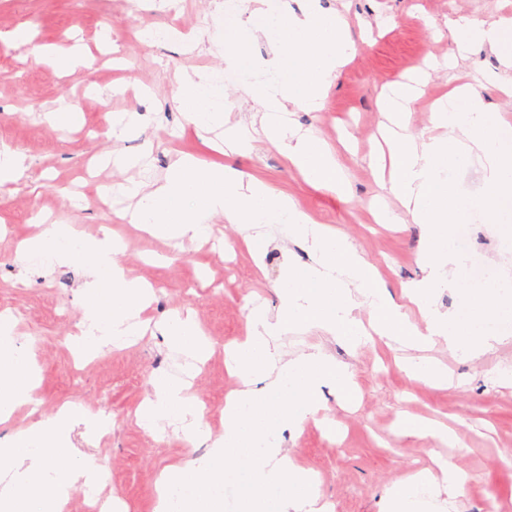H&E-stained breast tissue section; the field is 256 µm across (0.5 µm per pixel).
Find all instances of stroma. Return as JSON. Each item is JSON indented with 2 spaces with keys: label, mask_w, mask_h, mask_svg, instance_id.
<instances>
[{
  "label": "stroma",
  "mask_w": 512,
  "mask_h": 512,
  "mask_svg": "<svg viewBox=\"0 0 512 512\" xmlns=\"http://www.w3.org/2000/svg\"><path fill=\"white\" fill-rule=\"evenodd\" d=\"M319 6L346 18L358 50L335 79L321 110L295 112L291 119L337 146L338 164L351 189L347 201L304 182L284 151L266 140L261 115L251 102L240 101L229 115L230 125L249 132L250 150L218 149L223 131L202 130L188 122L175 98L178 80L185 73L219 67L225 88L234 92L245 77L237 68L223 66L210 43L188 48L178 41L148 43L141 37L143 30L159 26L202 33L211 28L218 9L226 24L242 26L249 15L241 0H164L160 5L149 0H0V33L24 27L33 34L31 45L0 50V147L20 152L27 167L20 181L0 186V309L24 314L16 327L20 348H27L33 335L45 344L49 362L42 367L35 402L50 409L95 396L111 408L112 436L95 444L108 473L99 494L120 499L127 512H153L157 472L192 454L172 427H165L158 441L134 420L149 392L152 366L163 356L177 365L183 362L161 334L168 316L194 309L213 340L215 351L207 369L196 376L194 390L198 398L219 402L237 386L224 368L225 342L244 335L254 305L264 304L270 314H277L276 290L285 269L315 263L317 254L309 243L290 239L273 225L262 262H255L249 251L235 253L237 273L225 277L209 244L187 238L164 243L119 219L120 211L133 209L134 199L117 190L105 205L91 196H76L73 183L95 159L109 151L140 159V166L121 172L96 169L102 184L115 187L135 181L152 188L185 154L237 169L290 197L315 223L346 235L375 267L396 303H404L406 286L427 276L418 263L422 226L378 224L372 214L371 204L382 194L368 167L384 120L379 98L390 83L417 69L430 70L409 127L410 133H419L429 123L434 98L459 77L458 71L431 67L454 49L448 19L472 17L491 24L512 18V0H319ZM75 44L91 61L90 72L60 75L33 52L42 45L64 51ZM467 70L479 75L477 89L491 113L512 119V96L500 90L496 56L485 50L473 54ZM64 94L79 100L81 127L63 129L47 120L48 110ZM109 110L136 113V133L108 139L104 115ZM39 215L90 236L98 235L101 225H111L113 235L126 245L121 261L134 276L157 286L147 312L153 330L149 339L129 350L109 352L95 369L70 375L69 328L50 318L48 290L56 269L21 265L16 254L18 243L38 232ZM473 254L479 263L512 275V263L501 264L503 258L512 260V235L504 230L476 224ZM277 344L294 355L319 351L348 368L359 383L353 400L330 389L323 392L325 414L339 435L310 422L280 437L284 454L318 474L320 492L334 512H385L394 481L433 468L436 453L451 459L473 481L464 495L451 497L449 512H481L485 498L512 512V471L498 465L512 451V387H501L492 377L496 369H512V337L476 359L443 345L427 352L404 349L377 336L355 349L332 334L308 328L283 334ZM423 357L447 366L454 386L432 387L411 379L406 364ZM407 413L452 427L455 447L400 436L398 424Z\"/></svg>",
  "instance_id": "35a3bbf8"
}]
</instances>
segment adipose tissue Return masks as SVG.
<instances>
[{
  "mask_svg": "<svg viewBox=\"0 0 512 512\" xmlns=\"http://www.w3.org/2000/svg\"><path fill=\"white\" fill-rule=\"evenodd\" d=\"M448 28L456 47L453 60H466L475 49L494 53L503 67L501 87L511 93L512 20L488 24L461 17L450 20ZM428 79V72H417L392 83L381 96L380 109L389 120L380 130L386 148L369 162L398 204L394 210H376V222L395 224L405 215L427 229L419 261L430 279L405 293L421 321L411 320L392 300L375 268L345 236L313 223L288 196L264 182L244 181L233 168L187 155L171 166L156 189L128 186V193L139 198L131 221L152 238L205 239L220 217L242 228L281 225L289 238L309 242L318 255L315 264H295L285 271L277 316L261 307L250 309L246 336L225 344V368L240 386L225 397L220 436H213L205 422L191 383L196 365L210 357L213 344L194 312L176 311L168 317L166 341L188 363L180 377L151 375L149 394L135 411L136 423L153 437L160 425H173L181 441L207 444L209 451L159 473L154 512H224V482L232 473L240 477L239 512H276L275 504L284 496L298 512H330L317 475L281 455L279 437L284 430L318 420L323 388L349 395L353 376L317 352L283 353L276 340L289 327L323 329L353 346L372 333L411 348L444 344L472 359L512 336V281L497 288L467 287L466 264L453 247L457 225L469 222L473 213H481L489 224L512 222V123L490 118L478 91L461 82L434 101L431 136L408 134L412 105ZM175 96L187 120L200 128L226 124L237 106L218 69L183 76ZM474 157L481 160L492 192L467 198L454 173ZM122 250L111 237H89L68 224L48 225L20 246L19 259L30 266L67 261L91 269L93 285L80 304V333L69 341L75 353L131 346L147 328L143 313L154 292L119 261ZM448 287L462 289L461 304L453 313H437L433 294ZM362 308L370 310L371 323L359 317ZM14 334L13 318L1 313L0 423L31 402L40 380L34 356L18 350ZM75 425L83 426L91 440L105 432L101 415L67 403L0 446V468L7 477L0 486V512H62L75 484L96 488L105 466L70 447L68 435ZM437 465L438 472L424 470L396 480L386 512H445L442 489L462 493L469 475L449 460Z\"/></svg>",
  "mask_w": 512,
  "mask_h": 512,
  "instance_id": "adipose-tissue-1",
  "label": "adipose tissue"
}]
</instances>
